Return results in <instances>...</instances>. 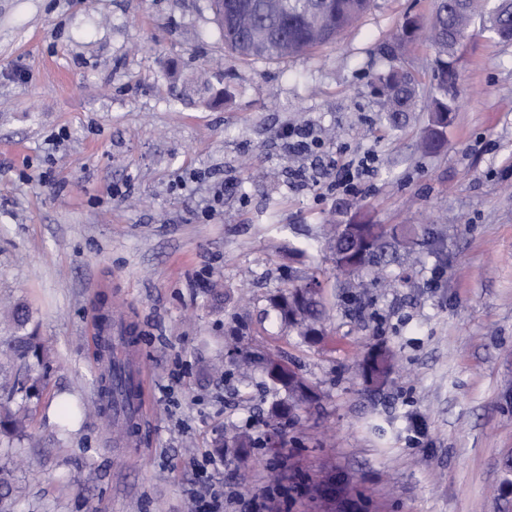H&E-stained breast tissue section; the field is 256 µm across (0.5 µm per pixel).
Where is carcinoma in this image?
Listing matches in <instances>:
<instances>
[{
  "instance_id": "obj_1",
  "label": "carcinoma",
  "mask_w": 512,
  "mask_h": 512,
  "mask_svg": "<svg viewBox=\"0 0 512 512\" xmlns=\"http://www.w3.org/2000/svg\"><path fill=\"white\" fill-rule=\"evenodd\" d=\"M370 7L371 0H210L225 49L265 60L293 57L335 43ZM485 33L498 43L512 44V0H434L426 24L406 25L402 40L427 44L437 62L433 83L426 89L431 116L421 139L424 151L444 146V128L459 107L455 54L467 40ZM379 82L384 119L392 130L400 131L405 114L415 111L418 78L393 48L389 69ZM349 227L353 233L339 239V225L332 228L329 241H337L330 247L333 263L344 276L356 272L364 276L367 290L379 285L389 253L408 247L418 237L417 228L411 225L386 227L363 218ZM301 290L300 285L280 289L273 309L281 326L309 339L314 327L326 319L327 308L315 297L304 304L295 303L293 297ZM0 321L7 323L8 331L0 341V512H15L18 486L8 460L16 445L31 439L29 423L40 399L37 379L31 373L50 348L37 336L25 303L1 306ZM262 362L250 351L230 358V366L241 373ZM395 362L391 350L371 353L362 364L364 381L377 374L389 375Z\"/></svg>"
}]
</instances>
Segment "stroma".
Here are the masks:
<instances>
[{
    "label": "stroma",
    "mask_w": 512,
    "mask_h": 512,
    "mask_svg": "<svg viewBox=\"0 0 512 512\" xmlns=\"http://www.w3.org/2000/svg\"><path fill=\"white\" fill-rule=\"evenodd\" d=\"M432 7L374 0L335 45L267 61L225 51L207 0H0V302L25 301L52 350L16 512H194L211 487L223 512H312L307 488L330 475L338 512H512V45L458 52L459 110L424 153L426 113L390 131L377 77L392 34ZM298 129L312 150L291 147ZM367 155L357 193L331 190ZM360 214L428 230L388 265L401 283L361 303L327 247ZM313 276L331 317L304 341L270 298ZM104 297L149 379L126 452L96 417L58 430L63 404L96 393ZM232 331L286 352L314 393L283 454L262 446V369L212 370ZM380 346L399 365L371 388L358 364ZM227 429L255 447L218 452Z\"/></svg>",
    "instance_id": "35a3bbf8"
}]
</instances>
